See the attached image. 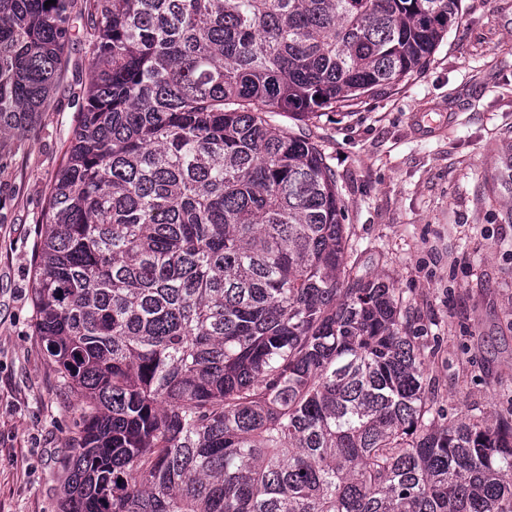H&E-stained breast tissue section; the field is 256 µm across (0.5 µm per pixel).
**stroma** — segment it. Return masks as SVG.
I'll return each instance as SVG.
<instances>
[{
  "instance_id": "obj_1",
  "label": "stroma",
  "mask_w": 512,
  "mask_h": 512,
  "mask_svg": "<svg viewBox=\"0 0 512 512\" xmlns=\"http://www.w3.org/2000/svg\"><path fill=\"white\" fill-rule=\"evenodd\" d=\"M91 79L77 18L50 107L25 141L0 136V512H61L84 417L35 332L32 293L39 219ZM304 130L336 172L360 261L412 305L445 419L512 420V0H463L420 71Z\"/></svg>"
}]
</instances>
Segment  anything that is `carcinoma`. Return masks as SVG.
<instances>
[{
    "instance_id": "cac0c4a2",
    "label": "carcinoma",
    "mask_w": 512,
    "mask_h": 512,
    "mask_svg": "<svg viewBox=\"0 0 512 512\" xmlns=\"http://www.w3.org/2000/svg\"><path fill=\"white\" fill-rule=\"evenodd\" d=\"M0 0V135L93 79L41 214L37 336L90 414L64 512H512V423L442 422L411 304L270 114L421 70L462 0Z\"/></svg>"
}]
</instances>
